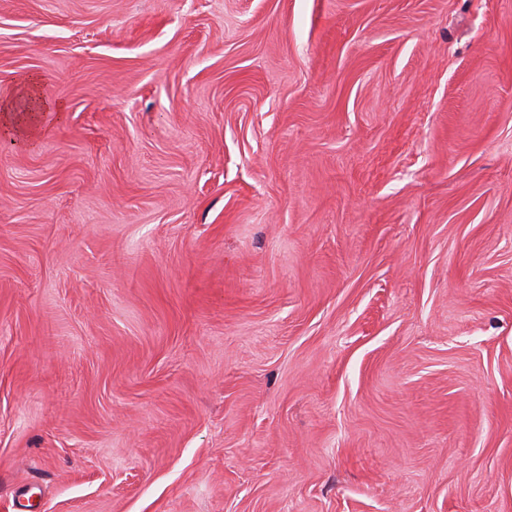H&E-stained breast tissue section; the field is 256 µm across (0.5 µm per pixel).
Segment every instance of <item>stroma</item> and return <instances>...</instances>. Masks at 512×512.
<instances>
[{"label": "stroma", "instance_id": "35a3bbf8", "mask_svg": "<svg viewBox=\"0 0 512 512\" xmlns=\"http://www.w3.org/2000/svg\"><path fill=\"white\" fill-rule=\"evenodd\" d=\"M0 512H512V0H0ZM25 91L36 112H55L56 116H62L64 108L59 103L44 101L39 93V82L36 78H30L25 84ZM0 112H2L0 115L1 135L4 138H10L12 140L24 133L29 135V132H31L32 129L34 118H36L35 116L39 114L33 113L30 120L26 123L24 127L20 125V122L14 118V116L12 115L13 112L7 104H2Z\"/></svg>", "mask_w": 512, "mask_h": 512}]
</instances>
